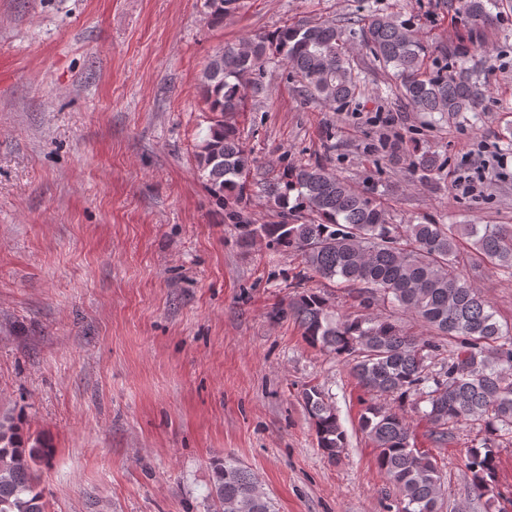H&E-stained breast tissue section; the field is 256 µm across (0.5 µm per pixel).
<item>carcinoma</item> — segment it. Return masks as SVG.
Returning a JSON list of instances; mask_svg holds the SVG:
<instances>
[{"mask_svg":"<svg viewBox=\"0 0 512 512\" xmlns=\"http://www.w3.org/2000/svg\"><path fill=\"white\" fill-rule=\"evenodd\" d=\"M502 0H462L471 16L491 23ZM237 0H211L214 23L236 9ZM360 37L369 61L390 72L389 92L418 112L453 118L475 112L485 98L477 71L464 52L428 70V46L394 15L361 19ZM281 63L309 100L343 105L355 98L359 76L335 24H292L242 44H228L201 76L212 113L198 145V171L225 220L240 225L245 242L263 239L301 256L305 272L357 290L360 301L379 296L415 316L434 332L424 339L382 316L338 317L325 297L303 290L288 305L307 344L342 358L357 383L370 393L359 417L372 441L376 465L398 494L396 512H437L440 466L437 456L416 447L403 412L406 401L421 410L433 443H448L461 424L480 427V446L469 450L465 467L473 490L494 489L496 449L512 443V325L496 319L481 292L460 272L461 247L470 244L512 280V226L444 224L423 218L398 224L385 204L358 191L327 165L286 166L264 185L278 208V220L254 224L233 204L244 199L254 159L242 146L234 116L248 99L265 93L270 64ZM415 166L429 177L444 167L438 155L423 152ZM317 447L329 461L347 445L332 397L319 385L301 392ZM45 450L26 448L10 418L0 419V512H46L45 491L36 466ZM254 474L232 458L214 463L208 497L215 512H273L264 494L254 493Z\"/></svg>","mask_w":512,"mask_h":512,"instance_id":"1","label":"carcinoma"}]
</instances>
